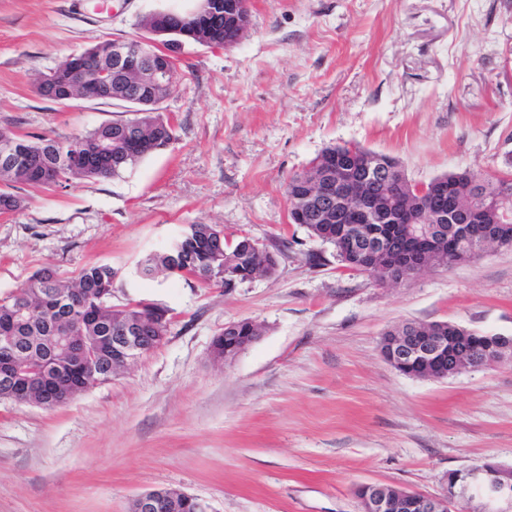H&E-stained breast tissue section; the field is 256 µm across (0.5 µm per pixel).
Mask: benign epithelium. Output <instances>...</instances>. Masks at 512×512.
Here are the masks:
<instances>
[{"mask_svg":"<svg viewBox=\"0 0 512 512\" xmlns=\"http://www.w3.org/2000/svg\"><path fill=\"white\" fill-rule=\"evenodd\" d=\"M161 27L179 31L184 36L179 46L193 42L212 46L208 39L211 28L223 23L243 38L249 26V11L238 0H209L206 13L197 18L192 28L184 26L179 14L157 13ZM161 43L143 39L134 45L125 40H114L105 50L82 52L70 58L65 75L53 71L38 84V92L55 102L66 104L75 99L92 100L102 95L128 106L137 105L149 97L156 100L157 92L172 87L174 66L170 54L159 53ZM376 182L379 188L370 191L367 186ZM443 185L433 178L427 182L409 180L401 165H388L376 158H364L353 147L336 166V171L323 170L310 183L309 202L323 213L336 210V220L350 216L368 229L351 231L347 256L357 268L372 269L387 261L385 280L391 283L406 281L438 264L418 248L398 251L394 236L406 240L418 237L422 224H446L448 210L435 205L434 197ZM243 321L224 326V359L237 356L256 342L255 336L237 335ZM147 325L131 322L112 337V363L129 365L148 353L142 346ZM474 337L463 330L458 336H445L442 329L406 322L391 336L381 337L383 357L402 368L415 366L425 376L448 369L451 376L492 366L506 357H512V335H486L481 341L480 353L470 349ZM477 496L482 501L481 512H512V467L485 460L467 470H452L445 478V490L438 495L421 492H393L382 484L359 486L358 497L362 512H456V504L465 497ZM176 502L161 489L145 491L133 499L131 512H175Z\"/></svg>","mask_w":512,"mask_h":512,"instance_id":"7a95c632","label":"benign epithelium"}]
</instances>
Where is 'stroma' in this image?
<instances>
[{"label":"stroma","mask_w":512,"mask_h":512,"mask_svg":"<svg viewBox=\"0 0 512 512\" xmlns=\"http://www.w3.org/2000/svg\"><path fill=\"white\" fill-rule=\"evenodd\" d=\"M196 0H0V131L71 139L122 106L41 97L39 78L141 18ZM246 37L188 45L162 112L176 138L120 176L24 189L0 217V298L37 271L112 265V301L170 309L166 340L46 409L0 401V512H129L172 488L211 512H360L357 488L441 493L448 471L512 466V361L412 378L381 355L406 321L512 334V249L389 285L341 269L290 223L286 182L356 143L409 180L512 169V0H249ZM190 224L281 250L226 291L139 274ZM260 339L215 360L226 323Z\"/></svg>","instance_id":"obj_1"}]
</instances>
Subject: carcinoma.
<instances>
[{"mask_svg":"<svg viewBox=\"0 0 512 512\" xmlns=\"http://www.w3.org/2000/svg\"><path fill=\"white\" fill-rule=\"evenodd\" d=\"M134 123L144 133L125 138L124 124ZM123 137L124 163L117 164L112 156L97 158L86 165L62 168L57 163L61 147L75 145L92 148L98 142ZM176 139L174 126L165 121L149 105L134 107L133 117L101 124L72 140L45 136H23L29 149L10 167L0 168V198H13L12 211L23 206L17 194L22 187L49 189L61 186L73 178L102 179L120 175L135 166L145 156L167 147ZM448 192L436 198V204L446 208L466 199L478 207L489 196L504 203L499 214L486 218L479 228L484 238H459L446 225L447 232L436 234L425 230L421 242L433 255L443 261L448 257V243L454 249L472 252L481 241L487 248L512 247V176L483 177L465 172L446 175ZM307 189L301 175L292 176L287 183L290 223L304 227L308 234L336 249L343 256L352 225L336 223V212L318 216L301 203ZM222 231L214 224H191L182 237V252L199 266L196 281L203 288L219 286L226 290L237 287L254 275L264 276L272 268L270 258L259 254L249 243L234 238L232 244L218 242ZM176 259L165 253L150 255L140 263V274L153 276L158 270L173 271ZM116 271L108 264H96L81 269L64 280L57 272L45 269L36 272L26 287L0 298V336L12 337L10 345L0 343V370L12 372L14 383L0 385V400L14 402L25 392L39 391L57 394L60 406L90 387V381L103 383L122 367H112V336L126 324L137 321L155 303L141 299L123 305L112 304V285ZM73 336L87 347V357L72 359L65 351L62 337Z\"/></svg>","mask_w":512,"mask_h":512,"instance_id":"carcinoma-1","label":"carcinoma"}]
</instances>
